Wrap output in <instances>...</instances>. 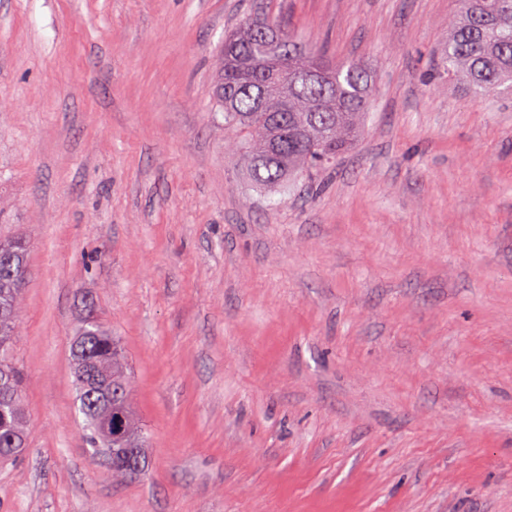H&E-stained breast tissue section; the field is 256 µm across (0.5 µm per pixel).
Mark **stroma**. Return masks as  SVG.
I'll return each mask as SVG.
<instances>
[{
	"label": "stroma",
	"mask_w": 512,
	"mask_h": 512,
	"mask_svg": "<svg viewBox=\"0 0 512 512\" xmlns=\"http://www.w3.org/2000/svg\"><path fill=\"white\" fill-rule=\"evenodd\" d=\"M459 0H0V239L29 244L0 512H512V96L441 71ZM277 17L377 94L320 186L224 149L215 49ZM124 348L116 484L70 337ZM74 336L73 340H76L79 344L78 351L82 355H86L89 359L93 360L98 369V377L100 380L110 378L112 376L125 375L128 379L127 385V403L125 406V413L127 417L136 424L142 443L147 447V437L145 431L139 424L134 412L131 408V392H132V381L126 372L125 358L123 352L118 345V342L114 336H110L107 330L102 326L99 319L95 316V319L87 325L82 322L81 327ZM72 340V341H73ZM117 349L118 360L113 357V350ZM144 447V448H146ZM144 448H121L116 453L109 454V467L110 473L113 479L119 480H136L144 475L146 471V461L142 459V469L135 472H114L113 469L121 468L128 471L134 470L133 459L139 457L143 452ZM74 375V388L75 396L73 401V408L75 415L82 420V427L85 431H89L88 443L90 449L88 450L93 457H100L106 455V448L101 441L95 419L99 415L100 405L97 399H92L89 394V384L81 377V374L73 365Z\"/></svg>",
	"instance_id": "obj_1"
}]
</instances>
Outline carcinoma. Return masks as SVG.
<instances>
[{
	"mask_svg": "<svg viewBox=\"0 0 512 512\" xmlns=\"http://www.w3.org/2000/svg\"><path fill=\"white\" fill-rule=\"evenodd\" d=\"M448 77L485 96L512 94V0H460L448 20ZM224 111V145L235 151L255 188L311 184L353 147L376 93L370 68L351 60L333 64L323 51L298 40L264 13L244 18L218 52ZM23 240H0V462L25 447L23 387L13 342L21 317V293L29 270ZM74 340L93 360L101 380L126 374L116 339L99 319L83 324ZM75 415L88 431L89 453L106 455L95 419L100 405L73 370Z\"/></svg>",
	"mask_w": 512,
	"mask_h": 512,
	"instance_id": "1",
	"label": "carcinoma"
}]
</instances>
